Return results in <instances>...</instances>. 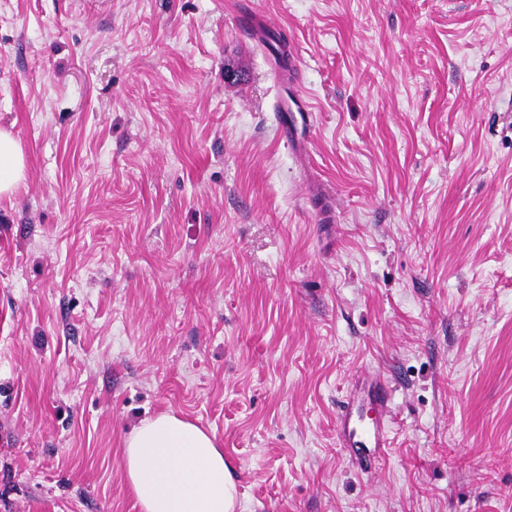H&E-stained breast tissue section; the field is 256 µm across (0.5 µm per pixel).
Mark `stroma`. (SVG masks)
I'll return each mask as SVG.
<instances>
[{"label":"stroma","instance_id":"obj_1","mask_svg":"<svg viewBox=\"0 0 512 512\" xmlns=\"http://www.w3.org/2000/svg\"><path fill=\"white\" fill-rule=\"evenodd\" d=\"M0 129V512H139L121 440L166 412L237 512H512V0H0ZM288 112H293L288 106V97L284 98L279 96L274 104L273 108V119L276 124V128L279 137L287 144L296 141V122ZM26 158L19 141L0 129V196L11 195L26 177ZM373 384L357 402L344 407L339 415V447L363 467L380 459L390 448L385 416L389 411L393 385L386 379ZM366 406L375 407L380 417L365 422L362 411Z\"/></svg>","mask_w":512,"mask_h":512}]
</instances>
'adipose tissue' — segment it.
<instances>
[{
    "mask_svg": "<svg viewBox=\"0 0 512 512\" xmlns=\"http://www.w3.org/2000/svg\"><path fill=\"white\" fill-rule=\"evenodd\" d=\"M19 141L0 129V196L26 177ZM125 481L140 512H235L237 483L214 435L172 413L140 421L121 448Z\"/></svg>",
    "mask_w": 512,
    "mask_h": 512,
    "instance_id": "obj_1",
    "label": "adipose tissue"
}]
</instances>
